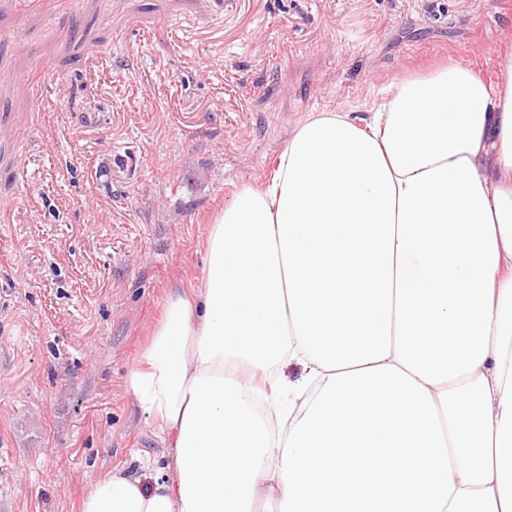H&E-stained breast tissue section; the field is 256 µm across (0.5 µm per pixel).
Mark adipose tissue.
<instances>
[{"instance_id":"adipose-tissue-1","label":"adipose tissue","mask_w":512,"mask_h":512,"mask_svg":"<svg viewBox=\"0 0 512 512\" xmlns=\"http://www.w3.org/2000/svg\"><path fill=\"white\" fill-rule=\"evenodd\" d=\"M126 388L166 478L112 468L79 512H512V64L298 123Z\"/></svg>"}]
</instances>
